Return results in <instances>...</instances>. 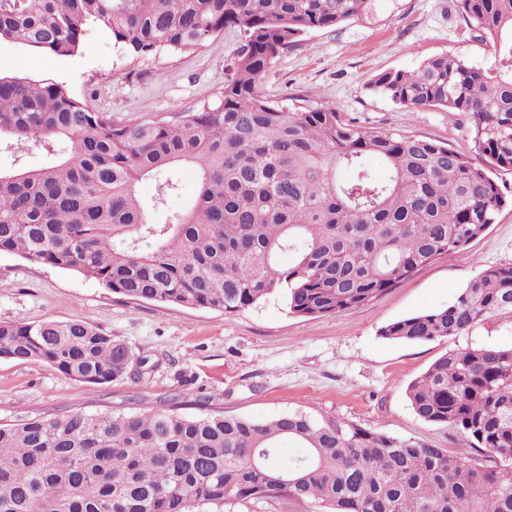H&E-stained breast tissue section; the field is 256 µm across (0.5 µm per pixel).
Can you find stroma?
<instances>
[{"label":"stroma","mask_w":512,"mask_h":512,"mask_svg":"<svg viewBox=\"0 0 512 512\" xmlns=\"http://www.w3.org/2000/svg\"><path fill=\"white\" fill-rule=\"evenodd\" d=\"M238 45L237 32L227 30L198 51L132 57L94 30L75 55L36 57L2 41L0 74L63 83L91 110L118 123L153 121L214 99ZM442 54L479 66L491 62L456 0H375L372 16L311 32L301 47L280 56L263 89L273 98L306 95L360 127L417 133L466 154L469 125L460 116L413 112L367 87L379 73L411 70ZM510 264L512 207L469 244L466 257L439 258L368 305L305 317L290 313L278 295L233 315L133 301L79 273L2 253L0 321L84 320L134 357L149 358L152 367L138 378L88 385L41 361L1 358L0 423L80 410L158 409L175 397L189 413L200 401L258 419L303 410L455 452L464 446L460 435L418 419L406 395L409 383L450 341L399 342L380 330L447 306L478 272Z\"/></svg>","instance_id":"stroma-1"}]
</instances>
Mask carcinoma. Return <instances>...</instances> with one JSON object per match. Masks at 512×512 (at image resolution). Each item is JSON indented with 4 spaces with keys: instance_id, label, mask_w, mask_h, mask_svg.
Wrapping results in <instances>:
<instances>
[{
    "instance_id": "obj_1",
    "label": "carcinoma",
    "mask_w": 512,
    "mask_h": 512,
    "mask_svg": "<svg viewBox=\"0 0 512 512\" xmlns=\"http://www.w3.org/2000/svg\"><path fill=\"white\" fill-rule=\"evenodd\" d=\"M457 2L491 66L446 54L369 86L412 111L466 116L471 157L263 92L276 58L369 14L374 0H0V42L36 55H73L90 24L141 57L196 51L226 29L240 38L217 98L174 121L114 123L59 82L0 76V152L13 156L0 167V253L130 300L230 315L280 294L306 317L366 305L442 255L466 256L512 206L494 178L512 171V0ZM33 149L52 160L28 167ZM184 166L198 191L171 212ZM144 179L154 181L148 198ZM493 316L512 320V265L483 269L447 307L380 335L456 340ZM0 358L42 361L89 385L132 366L123 344L82 320L0 321ZM407 398L466 448L302 410L254 419L188 415L176 403L1 423L0 512H209L280 499L325 512H512V346L450 349ZM289 440L301 452L283 464Z\"/></svg>"
}]
</instances>
